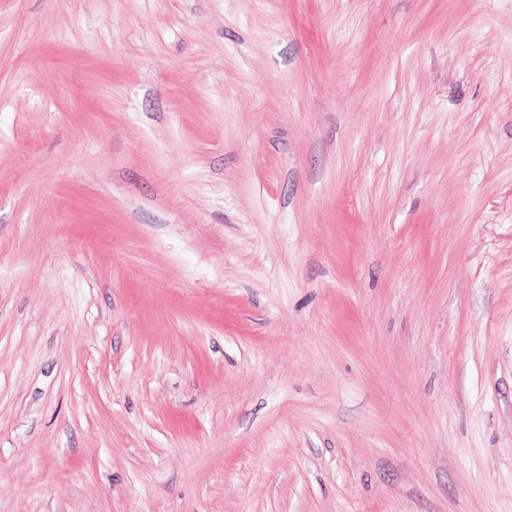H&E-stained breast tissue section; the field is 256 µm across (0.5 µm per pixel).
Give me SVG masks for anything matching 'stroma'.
<instances>
[{"instance_id": "stroma-1", "label": "stroma", "mask_w": 512, "mask_h": 512, "mask_svg": "<svg viewBox=\"0 0 512 512\" xmlns=\"http://www.w3.org/2000/svg\"><path fill=\"white\" fill-rule=\"evenodd\" d=\"M0 512H512V0H0Z\"/></svg>"}]
</instances>
